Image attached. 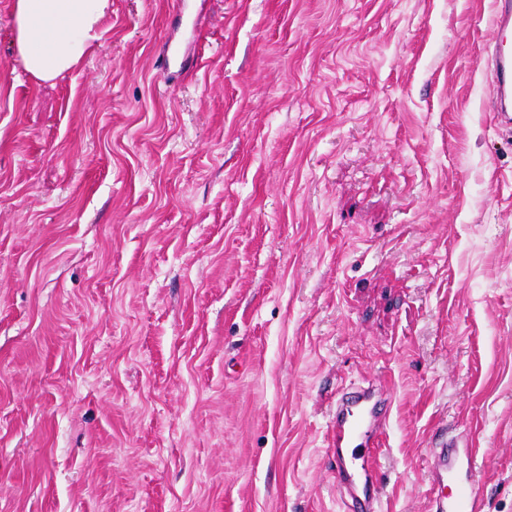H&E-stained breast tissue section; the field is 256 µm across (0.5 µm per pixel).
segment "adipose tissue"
<instances>
[{
  "label": "adipose tissue",
  "instance_id": "ef3b65f1",
  "mask_svg": "<svg viewBox=\"0 0 512 512\" xmlns=\"http://www.w3.org/2000/svg\"><path fill=\"white\" fill-rule=\"evenodd\" d=\"M111 6L112 0H13L14 43L24 70L47 81L78 68Z\"/></svg>",
  "mask_w": 512,
  "mask_h": 512
}]
</instances>
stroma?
Instances as JSON below:
<instances>
[{
    "label": "stroma",
    "instance_id": "obj_1",
    "mask_svg": "<svg viewBox=\"0 0 512 512\" xmlns=\"http://www.w3.org/2000/svg\"><path fill=\"white\" fill-rule=\"evenodd\" d=\"M112 0L25 73L0 0V512H343V390L391 401L386 512L479 439L512 512V136L491 0ZM485 52L491 66L495 99L491 111L499 125H512V1L493 0Z\"/></svg>",
    "mask_w": 512,
    "mask_h": 512
}]
</instances>
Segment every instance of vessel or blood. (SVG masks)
Returning <instances> with one entry per match:
<instances>
[{"mask_svg": "<svg viewBox=\"0 0 512 512\" xmlns=\"http://www.w3.org/2000/svg\"><path fill=\"white\" fill-rule=\"evenodd\" d=\"M499 125L512 126V0H492L489 38L485 45ZM386 399L374 386H357L336 404L332 456L336 486L359 512H376L377 478L368 448L378 434ZM428 455L431 461V512H484L478 450L467 437L441 433Z\"/></svg>", "mask_w": 512, "mask_h": 512, "instance_id": "vessel-or-blood-1", "label": "vessel or blood"}]
</instances>
